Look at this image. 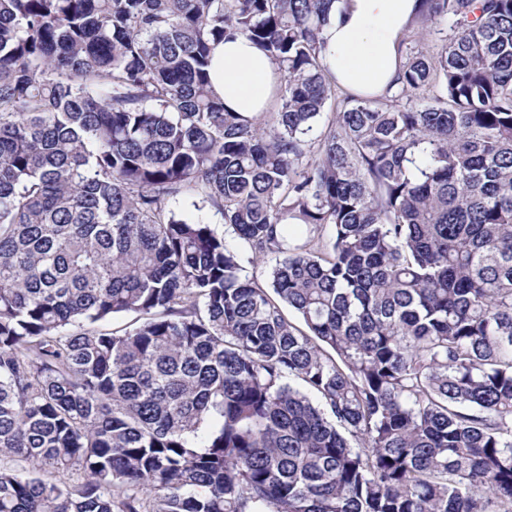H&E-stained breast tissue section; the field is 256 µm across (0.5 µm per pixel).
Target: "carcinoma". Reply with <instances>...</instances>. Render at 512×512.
Wrapping results in <instances>:
<instances>
[{
  "label": "carcinoma",
  "instance_id": "obj_1",
  "mask_svg": "<svg viewBox=\"0 0 512 512\" xmlns=\"http://www.w3.org/2000/svg\"><path fill=\"white\" fill-rule=\"evenodd\" d=\"M331 2L0 0V512H512V0H423L373 99ZM209 76L210 89L226 109L244 115L271 111L282 83L274 61L243 35L212 46ZM200 201V197L197 193L190 192L183 195L179 200L173 203L172 209L185 217L199 219L205 223L211 224L212 228L219 235L224 236L226 241H228L242 256V275L248 276L249 278H257L261 282L266 281L270 266L268 260L256 259L247 245L235 238L232 228L228 224H224V220L221 215L217 214L209 206H203ZM194 202L200 206V210L193 206Z\"/></svg>",
  "mask_w": 512,
  "mask_h": 512
}]
</instances>
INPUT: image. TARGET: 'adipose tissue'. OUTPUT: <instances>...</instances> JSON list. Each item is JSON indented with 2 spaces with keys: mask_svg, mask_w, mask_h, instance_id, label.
Wrapping results in <instances>:
<instances>
[{
  "mask_svg": "<svg viewBox=\"0 0 512 512\" xmlns=\"http://www.w3.org/2000/svg\"><path fill=\"white\" fill-rule=\"evenodd\" d=\"M422 0H333L320 57L342 91L375 97L394 87L399 48ZM210 88L227 110L271 111L282 74L250 39L235 35L211 51Z\"/></svg>",
  "mask_w": 512,
  "mask_h": 512,
  "instance_id": "adipose-tissue-1",
  "label": "adipose tissue"
}]
</instances>
